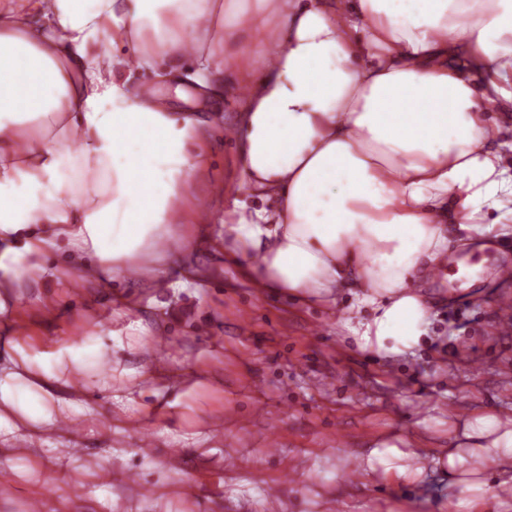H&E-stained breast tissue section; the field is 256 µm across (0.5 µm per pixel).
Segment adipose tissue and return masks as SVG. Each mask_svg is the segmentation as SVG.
I'll use <instances>...</instances> for the list:
<instances>
[{
	"label": "adipose tissue",
	"instance_id": "adipose-tissue-1",
	"mask_svg": "<svg viewBox=\"0 0 512 512\" xmlns=\"http://www.w3.org/2000/svg\"><path fill=\"white\" fill-rule=\"evenodd\" d=\"M39 24H31V14ZM124 46L116 55L103 36ZM192 61L243 76L237 131L242 190L224 235L262 287L315 303L347 283L344 311L357 350L391 357L420 349L429 308L418 289L449 254L447 224L512 205L490 114L512 80V0H21L0 9V316H15L26 284L57 276L44 255L145 287L163 279L174 249H191L175 201L190 193L200 137L193 112L130 100L127 77L161 80ZM263 75L250 78L253 62ZM111 101V111L101 109ZM80 149H73V142ZM139 321L94 350L58 339L0 357V481L13 482L16 443L47 433L78 441L72 399L90 366L112 374V422L159 373L113 360L133 348ZM455 439L433 463L459 507L474 492L512 488V424L455 417ZM367 473L418 479L421 459L371 449Z\"/></svg>",
	"mask_w": 512,
	"mask_h": 512
}]
</instances>
